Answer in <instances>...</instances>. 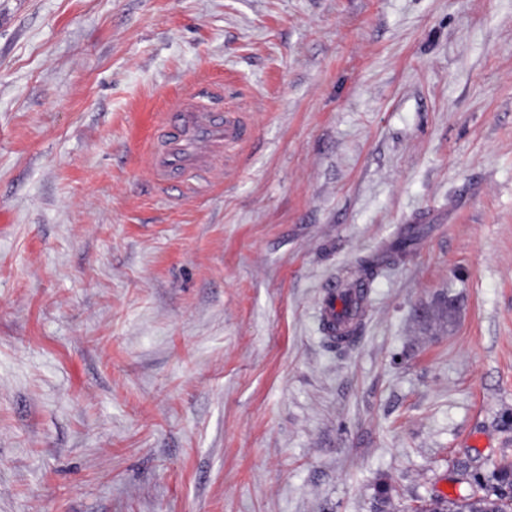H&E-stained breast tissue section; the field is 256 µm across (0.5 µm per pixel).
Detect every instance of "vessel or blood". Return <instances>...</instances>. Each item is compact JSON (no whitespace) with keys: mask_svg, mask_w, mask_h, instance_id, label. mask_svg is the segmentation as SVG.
<instances>
[{"mask_svg":"<svg viewBox=\"0 0 512 512\" xmlns=\"http://www.w3.org/2000/svg\"><path fill=\"white\" fill-rule=\"evenodd\" d=\"M135 137L156 182L166 185L178 178L187 184L214 171L225 151L243 141L244 127L235 115L211 104L209 90L198 89L163 114L143 113Z\"/></svg>","mask_w":512,"mask_h":512,"instance_id":"b4317fda","label":"vessel or blood"}]
</instances>
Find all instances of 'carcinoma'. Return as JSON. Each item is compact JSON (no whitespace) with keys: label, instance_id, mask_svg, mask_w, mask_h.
Returning <instances> with one entry per match:
<instances>
[{"label":"carcinoma","instance_id":"1","mask_svg":"<svg viewBox=\"0 0 512 512\" xmlns=\"http://www.w3.org/2000/svg\"><path fill=\"white\" fill-rule=\"evenodd\" d=\"M415 239V227L411 226L384 251L359 260L354 288H346L341 293L344 308L340 319L336 320L334 340L346 342L354 332L352 325L361 316L368 286L373 282L380 268L401 260ZM495 484L486 486L481 478H474L475 488L456 499L433 497L421 505V512H512V465L506 463L492 465L491 471Z\"/></svg>","mask_w":512,"mask_h":512}]
</instances>
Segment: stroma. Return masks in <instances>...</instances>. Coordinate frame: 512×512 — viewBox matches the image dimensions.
I'll use <instances>...</instances> for the list:
<instances>
[{
  "label": "stroma",
  "mask_w": 512,
  "mask_h": 512,
  "mask_svg": "<svg viewBox=\"0 0 512 512\" xmlns=\"http://www.w3.org/2000/svg\"><path fill=\"white\" fill-rule=\"evenodd\" d=\"M202 85L247 134L187 199L132 132ZM503 461L512 0H0V512H415ZM415 233V227L410 226L405 234L400 236L384 251L359 260L358 267L352 274L355 277V281L347 283L345 286L356 284L360 288L344 289L341 293L344 301L343 310L342 302L338 298L339 292L335 290L328 293L323 305L325 320L334 321V316L336 317V314L342 310L340 319H336V336H331L329 333L330 329L334 331L333 326L330 323H325V329L330 335L329 337L336 340V344L346 342L354 332V329H352L353 322L361 316L368 286L373 282L379 269L401 260L407 254L409 247L414 241ZM341 325L344 327L343 331L340 330Z\"/></svg>",
  "instance_id": "35a3bbf8"
}]
</instances>
